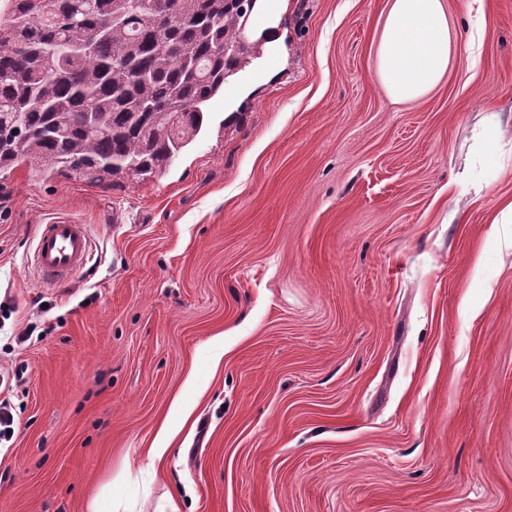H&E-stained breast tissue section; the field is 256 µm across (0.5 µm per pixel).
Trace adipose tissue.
<instances>
[{
  "instance_id": "obj_1",
  "label": "adipose tissue",
  "mask_w": 512,
  "mask_h": 512,
  "mask_svg": "<svg viewBox=\"0 0 512 512\" xmlns=\"http://www.w3.org/2000/svg\"><path fill=\"white\" fill-rule=\"evenodd\" d=\"M471 56V42L451 29L445 0H386L375 67L393 102L421 100Z\"/></svg>"
}]
</instances>
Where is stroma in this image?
Wrapping results in <instances>:
<instances>
[{
	"mask_svg": "<svg viewBox=\"0 0 512 512\" xmlns=\"http://www.w3.org/2000/svg\"><path fill=\"white\" fill-rule=\"evenodd\" d=\"M383 8L262 0L157 178L0 177V512H512V0L415 104ZM58 222L91 239L60 288ZM34 267L48 286L63 284L90 258V237L84 224H39Z\"/></svg>",
	"mask_w": 512,
	"mask_h": 512,
	"instance_id": "stroma-1",
	"label": "stroma"
}]
</instances>
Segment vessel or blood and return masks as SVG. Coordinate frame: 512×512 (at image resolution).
Wrapping results in <instances>:
<instances>
[{
  "mask_svg": "<svg viewBox=\"0 0 512 512\" xmlns=\"http://www.w3.org/2000/svg\"><path fill=\"white\" fill-rule=\"evenodd\" d=\"M36 242L34 267L42 282L49 286L63 284L90 258V237L83 224L38 225Z\"/></svg>",
  "mask_w": 512,
  "mask_h": 512,
  "instance_id": "obj_1",
  "label": "vessel or blood"
}]
</instances>
